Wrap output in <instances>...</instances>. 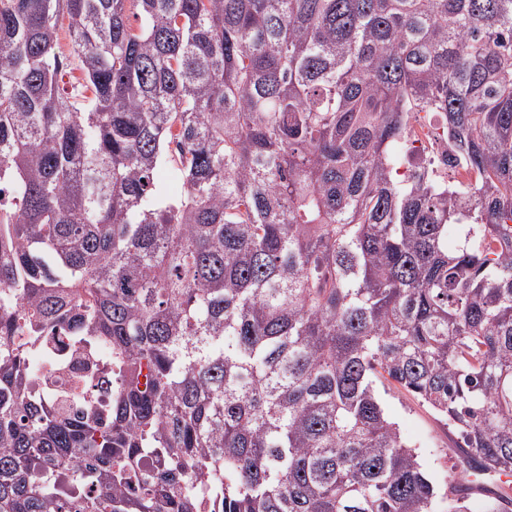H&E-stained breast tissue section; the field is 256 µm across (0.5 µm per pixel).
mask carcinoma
I'll use <instances>...</instances> for the list:
<instances>
[{
  "instance_id": "obj_1",
  "label": "carcinoma",
  "mask_w": 512,
  "mask_h": 512,
  "mask_svg": "<svg viewBox=\"0 0 512 512\" xmlns=\"http://www.w3.org/2000/svg\"><path fill=\"white\" fill-rule=\"evenodd\" d=\"M422 112L473 182L400 174ZM59 330L109 416L38 388ZM380 378L457 433L446 492ZM491 473L512 0H0V512H468Z\"/></svg>"
}]
</instances>
